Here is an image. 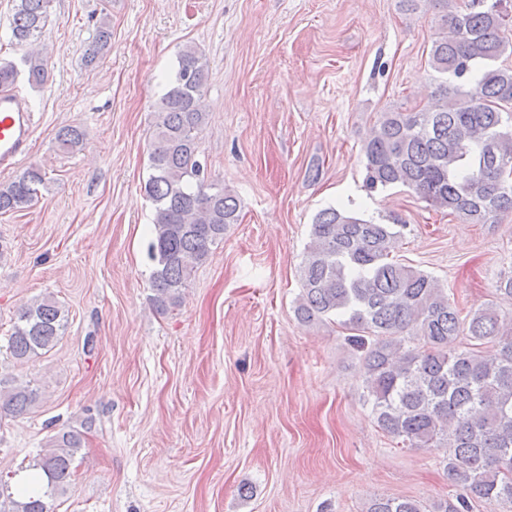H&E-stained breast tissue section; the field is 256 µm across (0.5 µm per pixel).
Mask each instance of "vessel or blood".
I'll return each instance as SVG.
<instances>
[{"label":"vessel or blood","mask_w":512,"mask_h":512,"mask_svg":"<svg viewBox=\"0 0 512 512\" xmlns=\"http://www.w3.org/2000/svg\"><path fill=\"white\" fill-rule=\"evenodd\" d=\"M35 114L26 98L0 91V172L8 173L26 157L35 131Z\"/></svg>","instance_id":"vessel-or-blood-1"}]
</instances>
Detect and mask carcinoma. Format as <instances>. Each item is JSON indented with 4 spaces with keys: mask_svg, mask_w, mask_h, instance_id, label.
Listing matches in <instances>:
<instances>
[{
    "mask_svg": "<svg viewBox=\"0 0 512 512\" xmlns=\"http://www.w3.org/2000/svg\"><path fill=\"white\" fill-rule=\"evenodd\" d=\"M50 0H18L12 36L32 45L48 22ZM432 42L429 62L438 74L420 107L384 113L363 145L365 184L402 186L430 206L471 224L512 214V67L497 61L512 49V0H468L450 9ZM104 20L87 52L93 60L109 45ZM28 84L45 81L47 59L36 51L22 59ZM205 56L191 45L178 52L165 93L154 104L150 174L143 192L153 206L147 255L152 263L151 302L166 312L180 306L183 289L212 247L239 221V201L208 182L199 135L207 124L203 97ZM84 135L77 126L57 134L75 152ZM45 182L35 167L0 186V214L29 206ZM404 225L364 220L338 206L319 211L310 227L299 273L295 314L304 322L341 318L365 348L364 387L379 429L409 448H452L445 469L462 489L426 510L408 498L375 497L366 512H470L477 501L512 506V329L496 306L465 317L434 277L393 260ZM512 299V263L496 281ZM68 324L54 299L42 297L18 313L8 339L11 355L28 361L52 349ZM465 335L469 347L460 341ZM39 390L0 377V412L25 414ZM83 432L61 429L29 468L40 492L14 493L0 482V512H52L67 493Z\"/></svg>",
    "mask_w": 512,
    "mask_h": 512,
    "instance_id": "cac0c4a2",
    "label": "carcinoma"
}]
</instances>
